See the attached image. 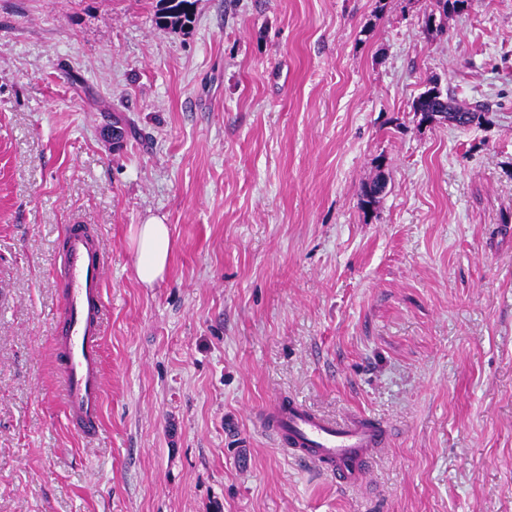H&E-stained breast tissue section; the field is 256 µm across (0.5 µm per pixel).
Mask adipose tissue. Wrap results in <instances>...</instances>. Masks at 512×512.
Returning <instances> with one entry per match:
<instances>
[{
    "mask_svg": "<svg viewBox=\"0 0 512 512\" xmlns=\"http://www.w3.org/2000/svg\"><path fill=\"white\" fill-rule=\"evenodd\" d=\"M137 254L136 275L145 287H153L164 279L170 260V227L151 219L137 225L132 236Z\"/></svg>",
    "mask_w": 512,
    "mask_h": 512,
    "instance_id": "adipose-tissue-1",
    "label": "adipose tissue"
}]
</instances>
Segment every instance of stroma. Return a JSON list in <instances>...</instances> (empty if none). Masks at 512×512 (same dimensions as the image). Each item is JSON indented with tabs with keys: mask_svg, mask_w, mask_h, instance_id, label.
I'll list each match as a JSON object with an SVG mask.
<instances>
[{
	"mask_svg": "<svg viewBox=\"0 0 512 512\" xmlns=\"http://www.w3.org/2000/svg\"><path fill=\"white\" fill-rule=\"evenodd\" d=\"M156 9L0 0V512H512V0L439 33L430 0ZM434 80L482 123L421 122ZM68 224L107 257L89 440L52 358ZM283 395L391 428L360 487L280 448ZM160 8L156 16V24L162 28L184 29L192 23L194 1L192 0H159ZM132 244L137 254L136 275L139 282L151 288L164 279L170 260V227L150 219L135 227Z\"/></svg>",
	"mask_w": 512,
	"mask_h": 512,
	"instance_id": "35a3bbf8",
	"label": "stroma"
}]
</instances>
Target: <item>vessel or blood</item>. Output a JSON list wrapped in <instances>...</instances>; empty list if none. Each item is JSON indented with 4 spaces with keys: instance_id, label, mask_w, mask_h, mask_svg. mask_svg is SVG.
I'll list each match as a JSON object with an SVG mask.
<instances>
[{
    "instance_id": "vessel-or-blood-1",
    "label": "vessel or blood",
    "mask_w": 512,
    "mask_h": 512,
    "mask_svg": "<svg viewBox=\"0 0 512 512\" xmlns=\"http://www.w3.org/2000/svg\"><path fill=\"white\" fill-rule=\"evenodd\" d=\"M57 268L62 307L53 329V355L63 409L70 430L91 438L102 428L106 271L91 225H66ZM267 427L295 458L319 466L346 485L363 483L374 450L389 441L386 427L373 418L334 422L282 398L275 400Z\"/></svg>"
}]
</instances>
